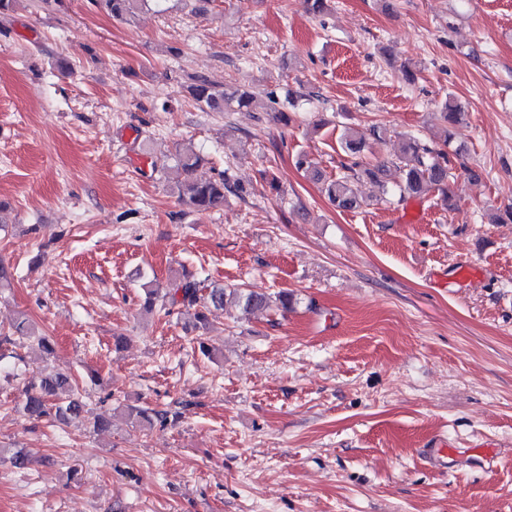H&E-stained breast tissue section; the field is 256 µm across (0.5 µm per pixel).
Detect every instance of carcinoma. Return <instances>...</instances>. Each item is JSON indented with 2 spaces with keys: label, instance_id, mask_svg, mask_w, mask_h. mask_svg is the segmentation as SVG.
Returning <instances> with one entry per match:
<instances>
[{
  "label": "carcinoma",
  "instance_id": "obj_1",
  "mask_svg": "<svg viewBox=\"0 0 512 512\" xmlns=\"http://www.w3.org/2000/svg\"><path fill=\"white\" fill-rule=\"evenodd\" d=\"M148 0H93L94 5L105 9L112 19L127 21L146 5ZM187 92L198 107L205 112H235L249 108L254 102V95L231 85H217L204 76H194L187 85ZM440 119L444 125L443 147L433 148L417 138H411L403 146L399 158L403 172L400 194L405 197H421L430 190H436L448 206H453L454 180L448 171V153L444 147L455 137L457 126L462 121V113L457 105L450 101L442 105ZM387 129L374 125L368 131L347 129L340 141L341 150L351 159L352 165L346 167V173L326 183L325 192L330 204L339 211H354L362 207V199L354 181L361 177L368 178L376 184L382 194L389 193L383 179L384 165L373 168H360L358 158L368 147L369 141L383 142ZM202 158L193 150L177 154V162L186 174H191L201 163ZM245 192V188L231 185L227 175L217 179L187 178L179 188V198L183 204L194 210H208L224 204L226 193L231 190ZM233 304L244 314L263 312L274 307L284 311L293 303V297L286 291L264 293L241 287L212 288L204 298L199 296L197 282L185 275L169 288H147L143 310L153 313L155 309H166L167 305L179 304L190 313L192 326L196 330L210 329L207 311L222 310L227 304ZM11 335L25 338L37 344L45 351L52 350L49 339L43 336L28 318H22L11 326ZM20 412L28 418H41L49 414L62 422L79 419L84 413V403L78 396L76 378L55 373L42 377L39 382L30 384L25 398L19 407ZM128 416L139 422L152 423L157 420L165 424L169 419H178L181 413L160 412L148 407L130 405Z\"/></svg>",
  "mask_w": 512,
  "mask_h": 512
}]
</instances>
